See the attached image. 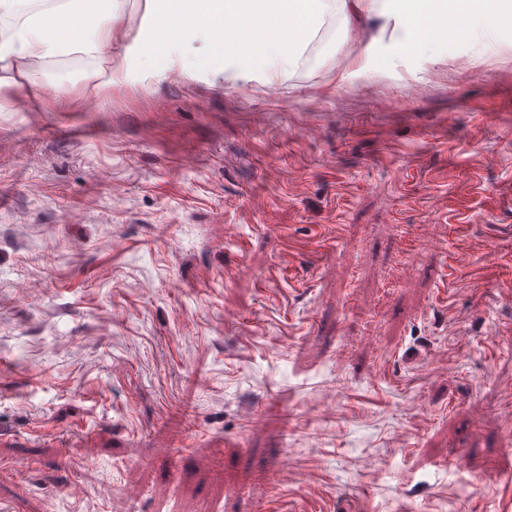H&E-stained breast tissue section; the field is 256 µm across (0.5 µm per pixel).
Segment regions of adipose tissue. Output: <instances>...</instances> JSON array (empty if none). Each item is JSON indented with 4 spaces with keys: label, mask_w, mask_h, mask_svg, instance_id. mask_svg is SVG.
<instances>
[{
    "label": "adipose tissue",
    "mask_w": 512,
    "mask_h": 512,
    "mask_svg": "<svg viewBox=\"0 0 512 512\" xmlns=\"http://www.w3.org/2000/svg\"><path fill=\"white\" fill-rule=\"evenodd\" d=\"M120 0H0V70L12 81L59 88L66 67L96 74L111 59L114 12Z\"/></svg>",
    "instance_id": "obj_1"
}]
</instances>
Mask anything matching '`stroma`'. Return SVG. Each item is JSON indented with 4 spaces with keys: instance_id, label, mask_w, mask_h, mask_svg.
<instances>
[{
    "instance_id": "obj_1",
    "label": "stroma",
    "mask_w": 512,
    "mask_h": 512,
    "mask_svg": "<svg viewBox=\"0 0 512 512\" xmlns=\"http://www.w3.org/2000/svg\"><path fill=\"white\" fill-rule=\"evenodd\" d=\"M425 3L0 90V512H512V0ZM409 3L412 5V7L409 11H407L400 7V5L403 4V1L392 0L391 13H376L378 18L385 20V24L381 27L379 33L383 34L385 32L387 23L392 17H398L403 23V30L400 40L407 45H412L414 43V39L411 33L415 27V16L420 12L422 2L411 1Z\"/></svg>"
}]
</instances>
